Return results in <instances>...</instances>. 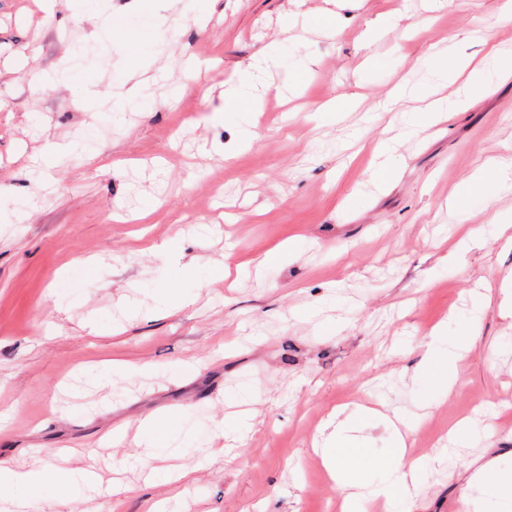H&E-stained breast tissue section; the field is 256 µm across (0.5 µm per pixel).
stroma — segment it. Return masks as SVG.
<instances>
[{
	"instance_id": "1",
	"label": "stroma",
	"mask_w": 512,
	"mask_h": 512,
	"mask_svg": "<svg viewBox=\"0 0 512 512\" xmlns=\"http://www.w3.org/2000/svg\"><path fill=\"white\" fill-rule=\"evenodd\" d=\"M206 0L207 26L178 25L186 0H0V186L39 189L29 165L46 141L87 133L103 152L54 172L45 198L19 224L0 223V464L19 471L66 464L102 474L101 496L69 489L75 512H107L113 483L126 486L117 512H334L338 490L313 443L334 409L365 392L413 414L411 446L437 466L411 512H459L470 463L512 457V318L498 301L474 309L472 288L512 279V243L498 240L450 261L465 225L490 213L512 224V191L493 211L482 198L448 202L487 158L512 150V16L506 0ZM385 14L388 32L370 31ZM169 30L163 55L131 70L125 44ZM101 44L81 64L101 95L93 109L76 86L44 90L77 43ZM268 51L257 80L259 140L234 151V113L224 92ZM489 58L488 87L450 120L427 123L419 93L439 86L438 55ZM414 97L371 117L399 81ZM146 104L114 113L130 88ZM353 95L363 106L324 123L320 108ZM223 112L220 122L211 121ZM398 137L396 174L384 189L369 161L379 138ZM456 199V198H455ZM154 207L147 222L114 223ZM300 248L254 268L276 244ZM248 267L214 284L215 268ZM175 285L190 301L154 312ZM477 313L479 335L454 396L440 407L419 397L420 351L449 309ZM118 358L188 363L177 378L120 375L62 381L78 366ZM247 411V452L232 438L189 448V433ZM182 413L176 456L142 458L137 422ZM495 416L498 432L450 445L464 417ZM126 432L123 446L110 442ZM185 478L164 479L169 469Z\"/></svg>"
}]
</instances>
